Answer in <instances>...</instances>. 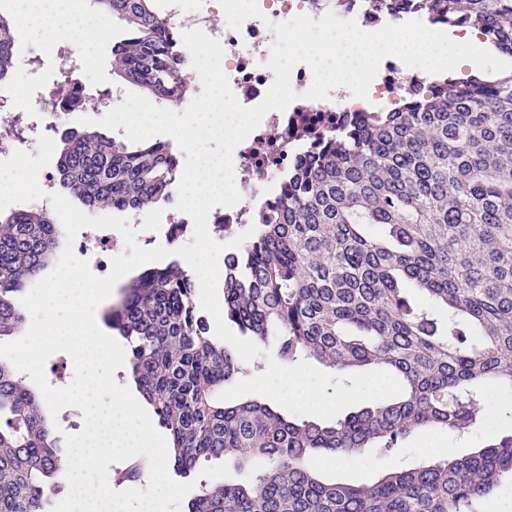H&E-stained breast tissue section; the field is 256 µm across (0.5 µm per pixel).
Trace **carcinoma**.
<instances>
[{"instance_id":"1","label":"carcinoma","mask_w":512,"mask_h":512,"mask_svg":"<svg viewBox=\"0 0 512 512\" xmlns=\"http://www.w3.org/2000/svg\"><path fill=\"white\" fill-rule=\"evenodd\" d=\"M123 22L112 70L158 102L190 92L189 58L154 0H95ZM474 27L512 56V0H384ZM15 24L0 15V82L13 75ZM63 188L89 208L166 203L179 160L168 142L95 131L63 138ZM377 226L380 234L366 228ZM62 225L39 206L0 220V343L19 335L16 297L54 255ZM445 312L442 321L408 287ZM224 315L285 364L380 367L401 394L333 423L287 418L260 400L219 399L243 368L210 333L179 262L148 268L107 313L129 345L133 382L168 431L187 477L232 456L243 481L202 484L187 512H479L512 481V434L447 459L390 469L370 484L327 481L321 453H389L414 431L465 434L487 385L512 388V71L448 76L392 109L344 112L288 169L282 197L224 268ZM45 402L0 360V512H48L60 469Z\"/></svg>"}]
</instances>
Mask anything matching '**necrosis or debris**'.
<instances>
[{
  "label": "necrosis or debris",
  "mask_w": 512,
  "mask_h": 512,
  "mask_svg": "<svg viewBox=\"0 0 512 512\" xmlns=\"http://www.w3.org/2000/svg\"><path fill=\"white\" fill-rule=\"evenodd\" d=\"M257 5L260 17L247 19L237 30L228 27L220 0H163L161 11L169 32L179 35L199 29L220 42L230 88L247 107L263 100L274 79L266 66L271 51L269 21L284 22L298 15L317 20L332 12L355 20L362 28H381L412 19L408 13L394 17L384 14L379 0H257ZM428 79L421 71H407L397 57L384 58L367 99L353 102L351 108L361 111L391 106L403 97L426 92ZM312 82L308 65L293 68L291 86L296 99L285 110L269 112L236 147L233 167L242 199L231 207H214L208 215L209 224L242 227L257 223L270 199L282 192L293 159L308 148V131L319 133L335 127L337 114L343 109L339 92H332L326 100L308 99L305 93Z\"/></svg>",
  "instance_id": "1"
}]
</instances>
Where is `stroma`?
I'll return each instance as SVG.
<instances>
[{
    "label": "stroma",
    "mask_w": 512,
    "mask_h": 512,
    "mask_svg": "<svg viewBox=\"0 0 512 512\" xmlns=\"http://www.w3.org/2000/svg\"><path fill=\"white\" fill-rule=\"evenodd\" d=\"M124 37L123 23L113 19L108 29L95 36L89 50L68 55L60 42L50 43L25 27L16 28L15 66L23 70V81L19 84L11 79L1 82L0 90L16 89L31 99L32 105L22 119L23 126L29 129L30 138L45 135L56 140L66 129L84 131L85 126L79 123V116L100 117V110L94 108L83 109L79 114L71 112L56 116L35 104L34 99L40 87L59 82L62 76H69L79 82L93 95L105 90L111 91L113 104L118 105L124 101L132 87L112 70V46ZM428 436L449 447L455 457L480 447L488 438L487 433L478 429L464 436L446 429H435L429 433L416 431L401 441L395 453L383 455L370 451L342 466L333 464L330 456L323 455L316 458L315 465L321 477L329 481L370 482L383 470L410 467L420 462L423 458L424 439Z\"/></svg>",
    "instance_id": "stroma-1"
}]
</instances>
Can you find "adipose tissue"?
I'll list each match as a JSON object with an SVG mask.
<instances>
[{
	"instance_id": "obj_1",
	"label": "adipose tissue",
	"mask_w": 512,
	"mask_h": 512,
	"mask_svg": "<svg viewBox=\"0 0 512 512\" xmlns=\"http://www.w3.org/2000/svg\"><path fill=\"white\" fill-rule=\"evenodd\" d=\"M14 14L18 22L44 39L65 36L81 51L89 48L94 34L107 22L103 15L72 13L70 0H15Z\"/></svg>"
}]
</instances>
